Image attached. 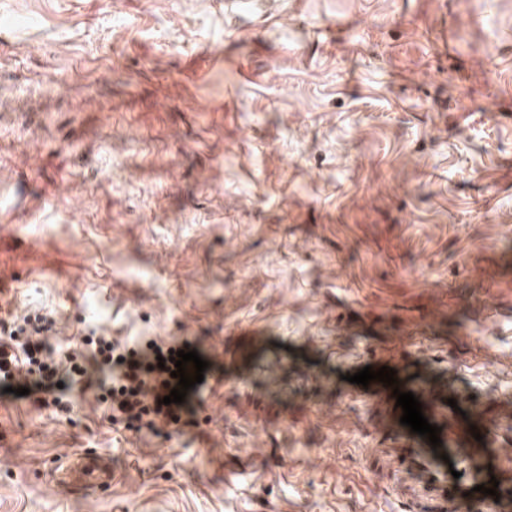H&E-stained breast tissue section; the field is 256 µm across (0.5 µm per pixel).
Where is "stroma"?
Returning a JSON list of instances; mask_svg holds the SVG:
<instances>
[{
	"label": "stroma",
	"mask_w": 512,
	"mask_h": 512,
	"mask_svg": "<svg viewBox=\"0 0 512 512\" xmlns=\"http://www.w3.org/2000/svg\"><path fill=\"white\" fill-rule=\"evenodd\" d=\"M486 297L512 312V0H0V305L224 367L167 439L0 396V512H461L348 377L399 367L433 460L485 468ZM82 453L108 488L58 485Z\"/></svg>",
	"instance_id": "1"
}]
</instances>
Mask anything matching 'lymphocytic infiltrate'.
<instances>
[{
  "label": "lymphocytic infiltrate",
  "instance_id": "lymphocytic-infiltrate-1",
  "mask_svg": "<svg viewBox=\"0 0 512 512\" xmlns=\"http://www.w3.org/2000/svg\"><path fill=\"white\" fill-rule=\"evenodd\" d=\"M54 321L29 314L12 321L0 319V391L28 389L34 403H52L60 412L72 410L74 391H95L112 424L134 434L171 437L181 432L202 398V385L188 390L183 403L164 404L174 387L171 371L158 361L179 350L191 351L187 340L163 345L153 338L123 340L89 327L77 349L56 357L47 342Z\"/></svg>",
  "mask_w": 512,
  "mask_h": 512
}]
</instances>
